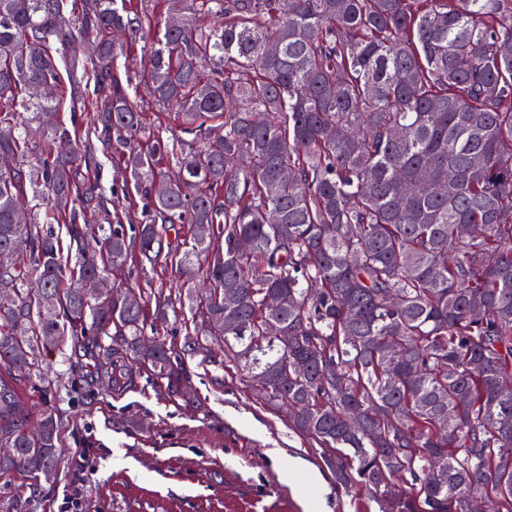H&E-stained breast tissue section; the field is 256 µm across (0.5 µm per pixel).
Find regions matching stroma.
Returning a JSON list of instances; mask_svg holds the SVG:
<instances>
[{
	"mask_svg": "<svg viewBox=\"0 0 512 512\" xmlns=\"http://www.w3.org/2000/svg\"><path fill=\"white\" fill-rule=\"evenodd\" d=\"M145 129L182 139L181 118L145 89H131ZM90 172L105 199L125 192L121 156L97 152ZM65 387L56 397L63 414V463L54 483L32 493L27 512H304V481L288 483L283 469L300 461L322 479L325 512H351L307 442L288 419L259 404L251 378L224 379L222 370L189 360V388L205 412L175 407L146 377L111 389L57 363ZM140 417L145 430L128 427ZM93 449L97 464L83 469L76 451Z\"/></svg>",
	"mask_w": 512,
	"mask_h": 512,
	"instance_id": "35a3bbf8",
	"label": "stroma"
}]
</instances>
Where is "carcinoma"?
<instances>
[{
	"mask_svg": "<svg viewBox=\"0 0 512 512\" xmlns=\"http://www.w3.org/2000/svg\"><path fill=\"white\" fill-rule=\"evenodd\" d=\"M164 3L135 77L193 135L173 177L160 134L125 138L143 131L112 41L145 24L131 0H0V508L60 469L69 345L94 381L144 373L201 412L187 360L259 378L355 512H512V0ZM65 79L70 127L42 94ZM92 135L120 137L150 223L87 220ZM162 262L175 284L146 296L81 288Z\"/></svg>",
	"mask_w": 512,
	"mask_h": 512,
	"instance_id": "cac0c4a2",
	"label": "carcinoma"
}]
</instances>
